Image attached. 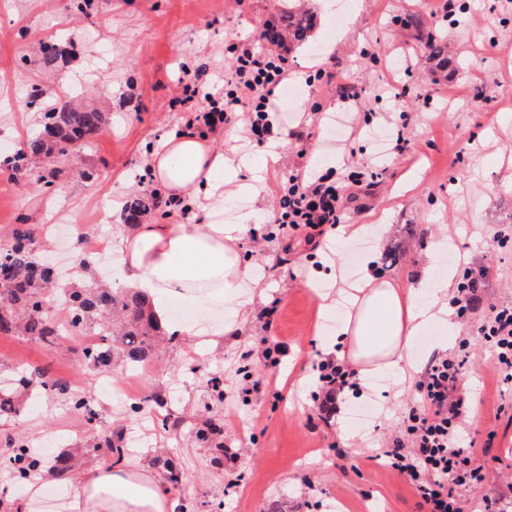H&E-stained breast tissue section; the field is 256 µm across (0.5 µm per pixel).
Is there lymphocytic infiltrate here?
<instances>
[{
	"label": "lymphocytic infiltrate",
	"mask_w": 512,
	"mask_h": 512,
	"mask_svg": "<svg viewBox=\"0 0 512 512\" xmlns=\"http://www.w3.org/2000/svg\"><path fill=\"white\" fill-rule=\"evenodd\" d=\"M290 77L287 57L244 47L225 78L229 92L186 90L196 123L209 129L244 115L250 133L268 132L267 109L275 89ZM348 185L327 176L304 179L292 176L279 198V223L311 243L341 223ZM490 321L480 329L503 381L512 382V307H492ZM462 360L434 359L416 389L419 395L405 418L408 443L385 451L387 466L405 480L417 497L418 512H462L458 489L485 479L474 467L466 446L467 400L457 392ZM320 408L335 405L345 389L355 387L356 371L347 363L328 358L318 366Z\"/></svg>",
	"instance_id": "obj_1"
}]
</instances>
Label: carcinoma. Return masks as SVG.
<instances>
[{"mask_svg":"<svg viewBox=\"0 0 512 512\" xmlns=\"http://www.w3.org/2000/svg\"><path fill=\"white\" fill-rule=\"evenodd\" d=\"M312 27L311 19L292 9L281 22L270 26L264 37L270 43L288 37L302 41ZM103 113L91 106L54 108L42 114V132L30 139L13 157L15 169H33L39 161H53L70 155L73 148L90 147L102 133ZM159 191L146 187L133 196L125 208V221L133 224L144 212L158 207ZM0 247V331H16L40 344L53 347L73 336H85L82 347L85 369L98 371L120 359L136 368L154 358L155 342L161 326L153 321L152 303L146 295L130 289L101 285L94 288L62 289L68 315L60 322L36 307L47 300L54 286V268L49 256L38 257L35 238L26 224H16ZM34 388L47 395H66L70 407L84 414L87 422L96 419L90 400L76 393L69 381L50 368L19 366L11 384L0 385V417L15 413L14 399L21 390ZM98 447L105 448L115 462L127 454L120 435L98 436ZM11 448L4 463L20 481L30 478L38 463L26 446L9 438Z\"/></svg>","mask_w":512,"mask_h":512,"instance_id":"carcinoma-1","label":"carcinoma"}]
</instances>
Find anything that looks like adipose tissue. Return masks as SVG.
Returning a JSON list of instances; mask_svg holds the SVG:
<instances>
[{"instance_id":"obj_1","label":"adipose tissue","mask_w":512,"mask_h":512,"mask_svg":"<svg viewBox=\"0 0 512 512\" xmlns=\"http://www.w3.org/2000/svg\"><path fill=\"white\" fill-rule=\"evenodd\" d=\"M267 151L260 150L241 165L228 164L222 152L205 139L185 132L153 149L150 165L157 181L184 202L198 198L224 204V188L235 185L247 193L251 184L239 181L241 169L262 170ZM250 229L249 222L218 224L159 222L119 229L112 245L125 259L124 284L147 295L159 323L167 321V303L180 298L191 305L215 301L227 304L234 316L248 312L241 293L245 272L235 246ZM440 239L426 250L423 264L412 269L399 284L377 282L369 265H362L352 295L333 300L321 295L323 315L340 306L348 311L336 322V339L326 344L327 354L358 365L361 385L384 381L395 390L407 372L420 366L416 343L426 327L437 323L456 336L458 322L448 302V280H436L434 267L445 250ZM73 512H167V499L157 483L136 467L118 470L101 465L74 485Z\"/></svg>"}]
</instances>
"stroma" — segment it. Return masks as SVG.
<instances>
[{
    "label": "stroma",
    "mask_w": 512,
    "mask_h": 512,
    "mask_svg": "<svg viewBox=\"0 0 512 512\" xmlns=\"http://www.w3.org/2000/svg\"><path fill=\"white\" fill-rule=\"evenodd\" d=\"M284 0H7L0 8V140L24 143L41 130V111L27 105L33 87L48 89L55 101L91 99L106 126L93 148L58 162L51 188L36 174L0 166V233L30 225L38 253L66 260L67 241L51 244L45 226L56 220L78 226L104 245L92 266L70 279L88 286L106 276L119 283L124 256L113 250L112 230L126 202L141 191L139 177L150 170L159 141L184 128L187 113L174 101L197 71L221 75L234 62L235 44L250 43L285 54L296 78L299 106L292 121L276 124V164L263 175L258 192L224 194L216 222L240 223L257 213L260 234L237 244L251 295L247 322L228 335L230 310L215 302L193 308V320L211 328L208 336L176 338L163 345L148 369L130 371L123 362L98 372L80 361L81 337L48 349L14 333L0 332V376L25 364L50 366L75 391L98 400L111 388L112 400L94 423L72 411L67 398L29 394L18 412L0 419V440L12 436L41 449L42 486L63 492L57 503L30 484H19L0 465V512H71L72 485L89 468L104 463L96 447L99 429L139 434L126 462L138 464L163 487L168 512H417L409 484L378 457L405 434L404 416L418 399L413 373L401 397L383 384L369 387V399L340 395L325 413L312 397L314 366L329 340L309 283L319 251L278 231V198L289 176L322 168L341 178L374 168L378 176L361 184L346 203L344 223L383 224L382 240L349 248L335 242L336 258L352 254L346 275H357L367 253H375L378 281L401 280L425 258L427 245L447 236L452 245L435 269L443 278L456 267V282L467 273L483 277L477 301L459 318L448 356L468 349L470 363L459 390L471 405L467 430L474 462L488 483L460 489L462 508L482 497L512 499V385L493 369L491 352L478 329L495 306H512V0H349L342 23L330 28L331 0H301L316 25L305 42L270 44L262 33L277 23ZM57 45L63 54L53 69L40 63V48ZM450 63L440 73L432 45ZM335 74L336 83L358 93L346 103L304 79L316 70ZM350 112L354 134L343 149L321 145L336 114ZM400 132L405 152L378 151L369 136L382 123ZM225 155L256 151L246 122L232 118L204 131ZM90 178L72 175L73 167ZM287 346L279 367L264 350ZM207 365L224 380V399H211L206 384L190 372ZM168 404L133 414L146 395ZM182 417L167 426L169 412ZM223 429L219 445L201 444L196 429ZM70 457L66 475L53 468L56 455ZM185 480L171 484L166 461Z\"/></svg>",
    "instance_id": "35a3bbf8"
}]
</instances>
